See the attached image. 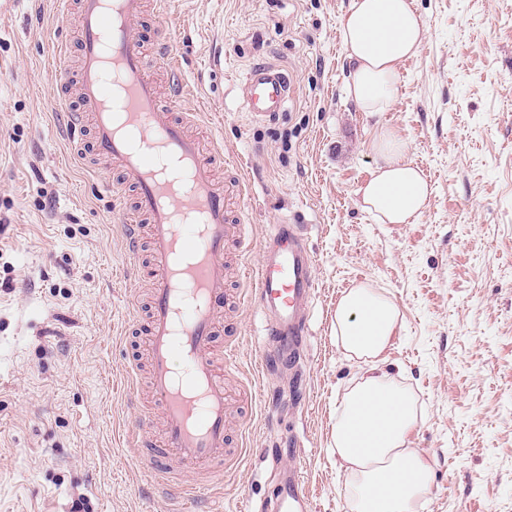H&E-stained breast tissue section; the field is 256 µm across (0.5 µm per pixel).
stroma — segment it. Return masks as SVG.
I'll use <instances>...</instances> for the list:
<instances>
[{
	"instance_id": "stroma-1",
	"label": "stroma",
	"mask_w": 512,
	"mask_h": 512,
	"mask_svg": "<svg viewBox=\"0 0 512 512\" xmlns=\"http://www.w3.org/2000/svg\"><path fill=\"white\" fill-rule=\"evenodd\" d=\"M351 0H171L168 34L197 98L198 134L223 141L248 173L244 259L271 224L310 227L315 257L303 399L265 377L246 461L223 478L224 512L271 491L273 465L301 469L310 512H347L345 475L330 452L336 407L358 372L331 323L344 289L369 283L395 298L403 327L383 357L420 406L410 434L432 460L420 512H512V0H415L428 34L400 66L381 118L346 93L340 29ZM56 0H14L0 13V512H173L126 437L137 420L122 392L144 317L145 281L113 221L104 162L71 160L52 96ZM288 75L285 111L245 112L248 69ZM400 129L434 187L424 213L380 224L359 206L375 171L378 122ZM261 318L226 308L216 340L238 341L230 384L248 381ZM297 434L294 455L265 453Z\"/></svg>"
}]
</instances>
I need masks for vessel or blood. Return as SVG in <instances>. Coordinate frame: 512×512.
<instances>
[{
	"label": "vessel or blood",
	"mask_w": 512,
	"mask_h": 512,
	"mask_svg": "<svg viewBox=\"0 0 512 512\" xmlns=\"http://www.w3.org/2000/svg\"><path fill=\"white\" fill-rule=\"evenodd\" d=\"M170 0H60L59 13L77 10L76 42L57 39L53 59L62 66L54 97L73 130L91 126L94 157L107 160L134 191L132 203L120 202L113 217L121 224L127 251L139 258L148 250L150 290L145 301L146 336L142 354L148 385L138 378L127 386L133 397L148 394L162 418L158 436L144 426L130 429L137 462L173 502L196 496L200 488L177 479L175 467L223 471L225 461L241 456L225 445L227 412L233 395L224 366L237 363L234 346L223 361L212 352L219 315L228 299L224 254L244 238L236 219L248 194L244 178H218L221 144L204 145L189 132L190 113L177 111L194 91L182 77L180 60L169 44L163 21ZM159 21L156 55L164 61L169 93L161 95L136 23L146 9ZM76 70H69L70 57ZM287 74L273 64H257L243 86V107L256 119L284 111ZM249 287L240 302L252 305L263 320L261 356L255 377L275 367L297 364L306 343V306L315 288L313 258L302 224L274 225L256 265H244ZM299 469L285 471L263 500L248 512H308Z\"/></svg>",
	"instance_id": "1"
}]
</instances>
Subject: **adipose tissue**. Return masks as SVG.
<instances>
[{
    "label": "adipose tissue",
    "mask_w": 512,
    "mask_h": 512,
    "mask_svg": "<svg viewBox=\"0 0 512 512\" xmlns=\"http://www.w3.org/2000/svg\"><path fill=\"white\" fill-rule=\"evenodd\" d=\"M426 36L414 0H352L341 37L351 65L348 94L362 112L391 111L399 65L418 54ZM372 151L377 168L359 189L363 209L382 224H404L422 215L433 187L408 158L399 130L380 127ZM401 326L398 305L386 290L359 285L336 304V345L362 363L332 427L349 512H415L432 490V462L409 439L419 418L418 401L381 359Z\"/></svg>",
    "instance_id": "obj_1"
}]
</instances>
